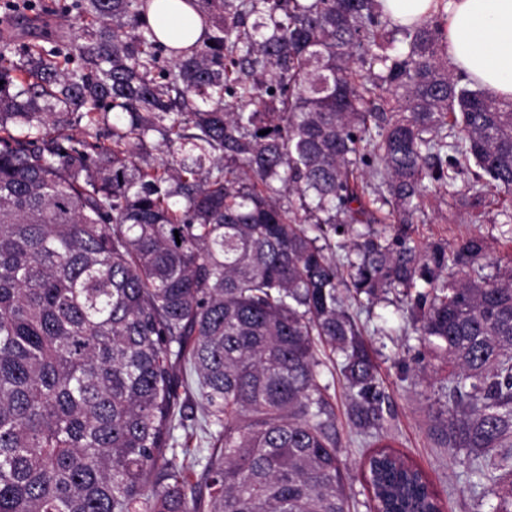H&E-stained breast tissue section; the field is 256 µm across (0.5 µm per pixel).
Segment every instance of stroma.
Returning a JSON list of instances; mask_svg holds the SVG:
<instances>
[{"instance_id": "obj_1", "label": "stroma", "mask_w": 512, "mask_h": 512, "mask_svg": "<svg viewBox=\"0 0 512 512\" xmlns=\"http://www.w3.org/2000/svg\"><path fill=\"white\" fill-rule=\"evenodd\" d=\"M68 2L31 0L30 8L8 16L0 12V35L11 38L19 49L37 45L51 53L69 48L78 43L84 21L66 11ZM503 209L512 213V199L483 211L451 205L441 194L425 203L422 220L410 225L407 233L421 246L442 242L453 247L468 237L481 238L488 261L504 266L512 261V226L497 223ZM351 310L378 365V381L390 407L384 424L395 435V450L428 473L444 512H478L464 453L439 447L429 430L430 414L445 403L440 382L448 369L415 333L407 298L391 293L371 303L353 304ZM321 381L328 384L335 403L340 458L349 470H357L368 449L348 423L343 381L327 370Z\"/></svg>"}]
</instances>
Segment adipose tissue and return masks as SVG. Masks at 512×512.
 <instances>
[{
    "label": "adipose tissue",
    "instance_id": "ef3b65f1",
    "mask_svg": "<svg viewBox=\"0 0 512 512\" xmlns=\"http://www.w3.org/2000/svg\"><path fill=\"white\" fill-rule=\"evenodd\" d=\"M400 24L437 12L446 15L448 58L457 72L489 95L512 100V0H378ZM149 22L171 47L202 34L198 15L181 0H153Z\"/></svg>",
    "mask_w": 512,
    "mask_h": 512
}]
</instances>
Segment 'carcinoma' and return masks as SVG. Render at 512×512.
<instances>
[{
    "label": "carcinoma",
    "instance_id": "1",
    "mask_svg": "<svg viewBox=\"0 0 512 512\" xmlns=\"http://www.w3.org/2000/svg\"><path fill=\"white\" fill-rule=\"evenodd\" d=\"M184 2L204 23L187 47L159 40L152 0H73L79 69L40 48L0 65V512H349L321 348L375 446L373 512H442L382 443L347 304L396 288L448 363L432 436L512 512V265L485 275L476 237L423 250L372 229L461 177L473 206L512 194V100L455 72L440 14ZM82 107L113 113L109 144L70 132ZM181 388L209 445L189 463ZM180 394V402H186L188 405V408H186L185 412L191 416L194 415L195 417V427L196 433L194 434L193 438L186 442L185 439V432L182 429H178L175 431L174 435L177 439V442L179 443L178 448H181V446H185L187 448H191L192 450H196L198 448H208L207 443L205 442V435L204 433L198 428V424L202 421V408L199 403V398L195 391H192L190 394L185 393L183 389H179ZM186 445H180L185 444Z\"/></svg>",
    "mask_w": 512,
    "mask_h": 512
}]
</instances>
